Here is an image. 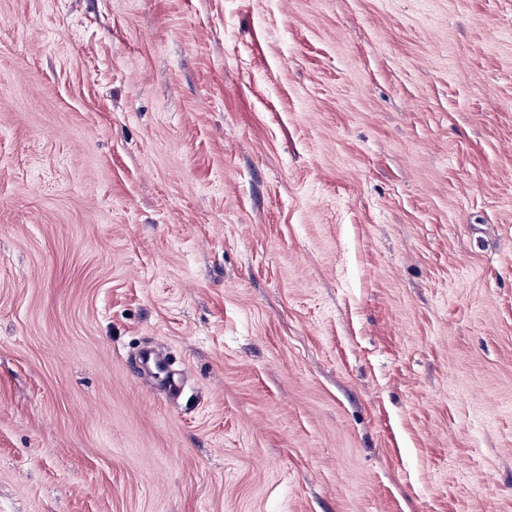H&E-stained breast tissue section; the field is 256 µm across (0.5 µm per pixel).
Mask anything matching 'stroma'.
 <instances>
[{"instance_id": "35a3bbf8", "label": "stroma", "mask_w": 512, "mask_h": 512, "mask_svg": "<svg viewBox=\"0 0 512 512\" xmlns=\"http://www.w3.org/2000/svg\"><path fill=\"white\" fill-rule=\"evenodd\" d=\"M0 512H512V0H0Z\"/></svg>"}]
</instances>
